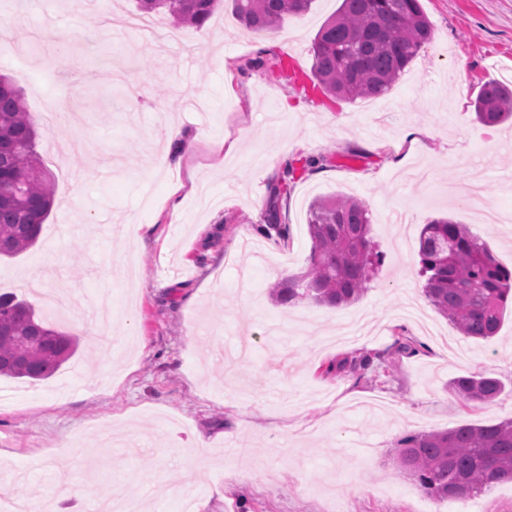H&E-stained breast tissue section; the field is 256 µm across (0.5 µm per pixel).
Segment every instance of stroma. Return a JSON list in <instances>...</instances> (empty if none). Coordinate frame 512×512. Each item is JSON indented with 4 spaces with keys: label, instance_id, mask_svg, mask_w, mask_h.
Instances as JSON below:
<instances>
[{
    "label": "stroma",
    "instance_id": "obj_1",
    "mask_svg": "<svg viewBox=\"0 0 512 512\" xmlns=\"http://www.w3.org/2000/svg\"><path fill=\"white\" fill-rule=\"evenodd\" d=\"M339 4L314 0L274 35L243 28L227 6L200 30L154 16L147 35L119 25L136 0H38L24 13L0 0V36L21 55L0 60V74L41 128L56 194L37 245L0 262V293L79 341L67 386L27 382L0 408V496L95 512L117 479L155 512H180L182 495L203 490L207 512H512V483L436 500L394 460L406 434L512 418V306L497 336H461L426 298L417 256L422 225L448 217L512 269V224L477 218L512 210V125L474 113L484 83L512 82V0H421L447 53L424 48L377 98L398 114L386 128L361 102L310 88L313 39ZM294 46L292 81L278 61ZM59 94L79 125L49 122ZM167 124L194 141L177 166L155 138ZM285 150L321 163L291 184L282 240L257 228ZM334 193L368 205L381 268L346 306L275 303L273 271L305 272L308 206ZM357 315L371 334L329 343ZM399 333L411 348L388 370L321 375ZM472 373L499 379L501 395L458 400L451 381ZM32 456L39 471L15 481Z\"/></svg>",
    "mask_w": 512,
    "mask_h": 512
}]
</instances>
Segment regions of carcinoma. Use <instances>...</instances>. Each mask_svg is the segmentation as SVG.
<instances>
[{
	"label": "carcinoma",
	"mask_w": 512,
	"mask_h": 512,
	"mask_svg": "<svg viewBox=\"0 0 512 512\" xmlns=\"http://www.w3.org/2000/svg\"><path fill=\"white\" fill-rule=\"evenodd\" d=\"M222 2L139 0V7L200 30ZM313 2L231 0L236 20L256 33L278 30L285 19L307 13ZM432 39L420 0H341L312 43L313 89L346 101L380 97ZM474 112L485 125L512 120V89L486 83ZM37 138V123L19 90L0 75V258L12 259L34 247L54 205V182L42 169ZM322 161L301 158L300 167L291 163L281 173V190L274 191L266 209V236H285L280 196L288 194L297 171ZM307 224L312 240L307 271L275 284L273 298L284 306L310 299L339 307L358 300L379 262L370 240L368 206L342 194L322 197L310 205ZM418 258L427 275L426 296L462 336L488 339L498 333L512 298V269L501 266L468 225L452 218L429 221L419 234ZM77 347L74 336L40 317L31 303L0 293V376L48 379ZM408 349L398 337L385 351L342 356L323 367L322 374L381 367ZM452 391L466 402L485 404L501 394L502 386L494 377L473 373L456 378ZM396 460L401 472L436 500L478 496L495 483L512 482V420L409 434Z\"/></svg>",
	"instance_id": "carcinoma-1"
}]
</instances>
